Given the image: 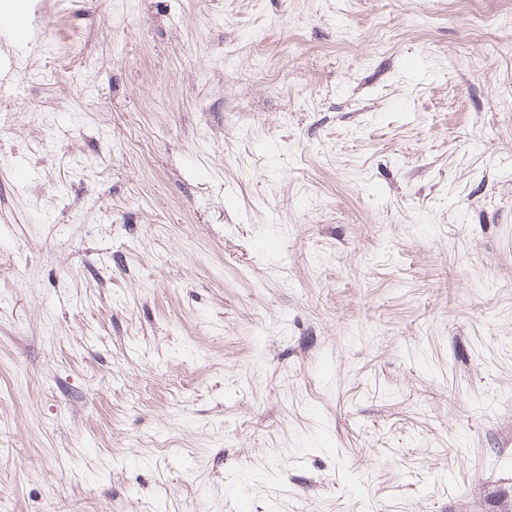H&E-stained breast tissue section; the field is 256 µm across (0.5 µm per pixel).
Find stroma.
I'll list each match as a JSON object with an SVG mask.
<instances>
[{"label":"stroma","instance_id":"1","mask_svg":"<svg viewBox=\"0 0 512 512\" xmlns=\"http://www.w3.org/2000/svg\"><path fill=\"white\" fill-rule=\"evenodd\" d=\"M0 512L512 499V0H18Z\"/></svg>","mask_w":512,"mask_h":512}]
</instances>
